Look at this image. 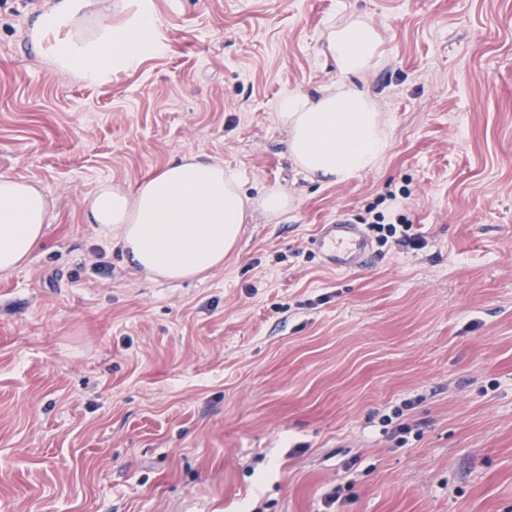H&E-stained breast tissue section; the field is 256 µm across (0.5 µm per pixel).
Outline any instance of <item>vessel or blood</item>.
Instances as JSON below:
<instances>
[{
  "mask_svg": "<svg viewBox=\"0 0 512 512\" xmlns=\"http://www.w3.org/2000/svg\"><path fill=\"white\" fill-rule=\"evenodd\" d=\"M323 263L344 272L365 263L372 254V244L361 225L340 217L320 225L314 239Z\"/></svg>",
  "mask_w": 512,
  "mask_h": 512,
  "instance_id": "vessel-or-blood-1",
  "label": "vessel or blood"
}]
</instances>
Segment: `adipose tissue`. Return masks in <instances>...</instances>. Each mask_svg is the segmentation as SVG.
<instances>
[{"label":"adipose tissue","mask_w":512,"mask_h":512,"mask_svg":"<svg viewBox=\"0 0 512 512\" xmlns=\"http://www.w3.org/2000/svg\"><path fill=\"white\" fill-rule=\"evenodd\" d=\"M91 0H55L33 24L32 36L56 69L90 83L139 67L163 51L151 0L123 23L111 12L90 13ZM336 71L331 85L291 91L276 104L288 156L301 173L343 183L379 168L392 125L365 84L386 57L374 23L351 14L331 25L324 51ZM288 193L269 189L252 198L234 169L190 152L135 185H101L86 201L89 223L114 240L133 266L154 279L200 278L223 265L251 211H287ZM52 202L21 177L0 176V274L23 265L42 243Z\"/></svg>","instance_id":"1"}]
</instances>
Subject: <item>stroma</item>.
I'll return each mask as SVG.
<instances>
[{
  "instance_id": "stroma-1",
  "label": "stroma",
  "mask_w": 512,
  "mask_h": 512,
  "mask_svg": "<svg viewBox=\"0 0 512 512\" xmlns=\"http://www.w3.org/2000/svg\"><path fill=\"white\" fill-rule=\"evenodd\" d=\"M51 4L0 0V175L54 205L0 275V512H512V0H152L163 52L94 84L36 47ZM351 13L388 48L367 86L392 140L325 185L274 106L335 81ZM190 151L293 204L203 279L156 281L85 201ZM405 188L423 247L321 263L320 225Z\"/></svg>"
}]
</instances>
